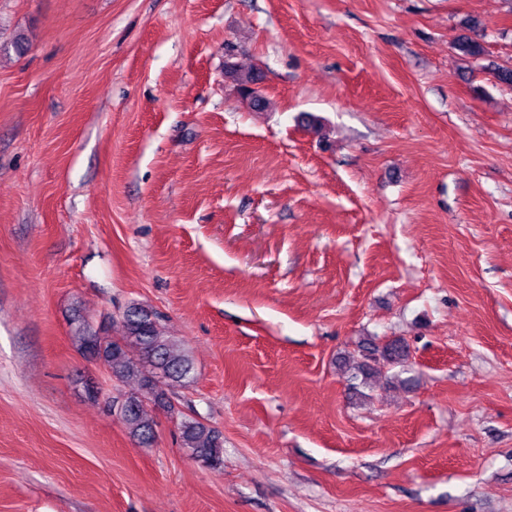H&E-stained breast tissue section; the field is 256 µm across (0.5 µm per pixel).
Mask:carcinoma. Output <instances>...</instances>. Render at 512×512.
I'll return each instance as SVG.
<instances>
[{"instance_id":"carcinoma-1","label":"carcinoma","mask_w":512,"mask_h":512,"mask_svg":"<svg viewBox=\"0 0 512 512\" xmlns=\"http://www.w3.org/2000/svg\"><path fill=\"white\" fill-rule=\"evenodd\" d=\"M462 27L469 34L457 36L454 48L460 61L467 64L485 53L481 39L483 24L479 18L469 16L462 22ZM231 74L238 91L244 93L251 91L258 78L254 71L243 72L237 68ZM117 323L119 334L111 336L83 322L75 339L85 354L104 363L114 379L119 382L137 381L139 392L126 393L121 399L113 398L110 407L130 434L140 444L149 447L154 443L156 433L155 423L146 410L147 403L154 402L170 412L175 411L168 391L188 378L191 364L177 341L167 334L159 312L133 304L123 311ZM132 348L138 352L135 358L130 356ZM409 357V346L401 339L381 346L366 338L359 342L358 357L345 358L344 365L352 371L353 378L361 379L366 385L379 368H403L407 366ZM180 441L182 447L197 460L209 466L223 463L224 434L220 430L184 417L180 422Z\"/></svg>"}]
</instances>
